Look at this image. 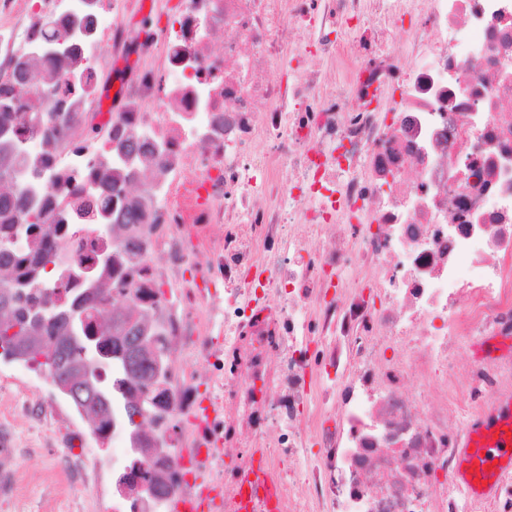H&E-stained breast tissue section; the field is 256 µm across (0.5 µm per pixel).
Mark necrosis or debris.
Here are the masks:
<instances>
[{
    "label": "necrosis or debris",
    "instance_id": "1",
    "mask_svg": "<svg viewBox=\"0 0 512 512\" xmlns=\"http://www.w3.org/2000/svg\"><path fill=\"white\" fill-rule=\"evenodd\" d=\"M147 6L165 24L126 29ZM84 13L80 79L42 63L45 146L17 64ZM9 96L45 214L85 228L69 260L110 244L104 156L154 173L117 272L166 337L168 445L143 463L173 475L164 507L212 483L237 512L260 448L280 512H484L432 477L455 465L449 409L477 416L504 380L458 378L459 337L512 334V0H0Z\"/></svg>",
    "mask_w": 512,
    "mask_h": 512
}]
</instances>
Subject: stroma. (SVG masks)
<instances>
[{"instance_id":"35a3bbf8","label":"stroma","mask_w":512,"mask_h":512,"mask_svg":"<svg viewBox=\"0 0 512 512\" xmlns=\"http://www.w3.org/2000/svg\"><path fill=\"white\" fill-rule=\"evenodd\" d=\"M0 433L18 457L0 455V479L17 488L15 512H113L112 484L90 482L68 470L71 459L96 442L86 416L51 385L0 358Z\"/></svg>"}]
</instances>
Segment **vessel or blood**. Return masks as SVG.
<instances>
[{"mask_svg": "<svg viewBox=\"0 0 512 512\" xmlns=\"http://www.w3.org/2000/svg\"><path fill=\"white\" fill-rule=\"evenodd\" d=\"M457 464L453 482L474 500L492 501L498 478L512 472V392L497 393L485 411L466 426L454 444ZM222 491L207 489L201 501H178V512H217ZM263 501L267 512H276L278 498L272 472L257 469L240 485L241 512H253L256 501Z\"/></svg>", "mask_w": 512, "mask_h": 512, "instance_id": "1", "label": "vessel or blood"}]
</instances>
